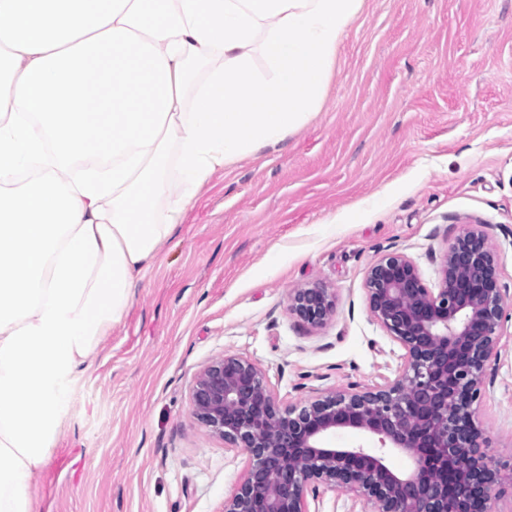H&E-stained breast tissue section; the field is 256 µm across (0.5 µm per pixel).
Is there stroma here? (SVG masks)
<instances>
[{
    "instance_id": "35a3bbf8",
    "label": "stroma",
    "mask_w": 512,
    "mask_h": 512,
    "mask_svg": "<svg viewBox=\"0 0 512 512\" xmlns=\"http://www.w3.org/2000/svg\"><path fill=\"white\" fill-rule=\"evenodd\" d=\"M482 225L512 291V0H364L325 97L276 147L214 172L74 386L38 512H222L249 459L191 415L213 359L258 364L302 405L395 379L404 350L373 319L369 267L402 253L429 286ZM322 284L315 327L290 294ZM476 418L512 467V298ZM289 307L305 322L322 326L335 311V296L328 288L321 285L298 288L289 296Z\"/></svg>"
}]
</instances>
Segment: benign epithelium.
Segmentation results:
<instances>
[{
  "mask_svg": "<svg viewBox=\"0 0 512 512\" xmlns=\"http://www.w3.org/2000/svg\"><path fill=\"white\" fill-rule=\"evenodd\" d=\"M501 262L481 226L470 224L441 257L433 288L400 253L369 267L370 314L405 350L398 377L376 390L283 406L248 358L224 355L199 371L190 391L194 420L249 457L224 512H308L307 489L320 484L352 493L374 512H475L476 502L494 512L492 501L512 476L489 459L474 404L497 356L508 294ZM289 307L322 326L335 296L321 285L297 288ZM342 428L376 438L379 450L332 446L328 435ZM392 451L409 457V472L390 466Z\"/></svg>",
  "mask_w": 512,
  "mask_h": 512,
  "instance_id": "obj_1",
  "label": "benign epithelium"
}]
</instances>
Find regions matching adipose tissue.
Returning a JSON list of instances; mask_svg holds the SVG:
<instances>
[{
  "mask_svg": "<svg viewBox=\"0 0 512 512\" xmlns=\"http://www.w3.org/2000/svg\"><path fill=\"white\" fill-rule=\"evenodd\" d=\"M361 5L0 0V512H35L139 275L211 173L308 121Z\"/></svg>",
  "mask_w": 512,
  "mask_h": 512,
  "instance_id": "obj_1",
  "label": "adipose tissue"
}]
</instances>
